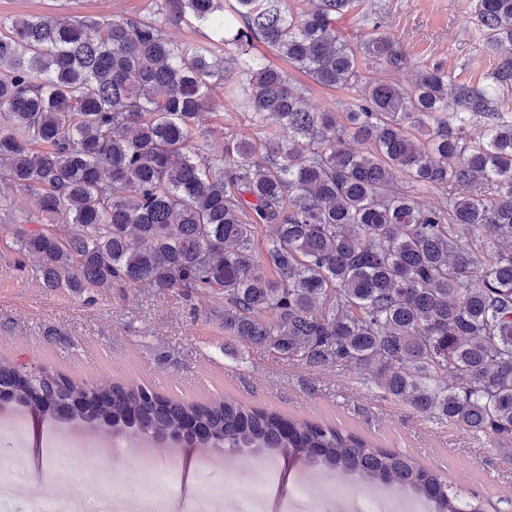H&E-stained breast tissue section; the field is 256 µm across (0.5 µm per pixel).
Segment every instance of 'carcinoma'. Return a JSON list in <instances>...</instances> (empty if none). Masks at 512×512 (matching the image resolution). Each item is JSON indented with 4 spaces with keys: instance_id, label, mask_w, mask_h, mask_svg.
<instances>
[{
    "instance_id": "carcinoma-1",
    "label": "carcinoma",
    "mask_w": 512,
    "mask_h": 512,
    "mask_svg": "<svg viewBox=\"0 0 512 512\" xmlns=\"http://www.w3.org/2000/svg\"><path fill=\"white\" fill-rule=\"evenodd\" d=\"M358 3L160 0L150 19H0V200L36 201L19 205L17 264L34 260L52 290L222 300L224 331L248 346L354 373L512 455V53L477 84L438 65L410 88L366 79V61L400 70L411 57L375 16L360 18V45L338 35ZM476 10L483 39L512 46V0ZM171 18L203 40L170 39ZM256 42L353 93L344 120L310 108ZM219 96L258 132L198 129ZM0 403L125 436L174 438L192 421L200 452L279 454L433 512H501L359 432L233 398L185 402L0 359Z\"/></svg>"
}]
</instances>
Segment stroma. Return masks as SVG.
Returning a JSON list of instances; mask_svg holds the SVG:
<instances>
[{"label":"stroma","mask_w":512,"mask_h":512,"mask_svg":"<svg viewBox=\"0 0 512 512\" xmlns=\"http://www.w3.org/2000/svg\"><path fill=\"white\" fill-rule=\"evenodd\" d=\"M476 0H360L356 13L336 22L340 34L359 44L358 14L378 16L385 31L407 48L413 65L401 71L367 69L371 78L401 86L415 69L441 63L457 81L476 83L501 52L477 39ZM152 0H0V18L74 15L98 20L142 18ZM15 220L0 206V357L32 368L58 370L98 382L142 381L157 392L187 400L232 396L308 418H330L384 439L387 447L414 453L449 473L452 481L481 493L512 496V460L484 438L419 414L406 403L366 388L355 374H337L275 359L224 337V307L214 301L186 303L177 294H144L136 288L76 294L43 287L30 269L14 265ZM184 452L171 459L166 477L188 492L247 487L245 473L216 476Z\"/></svg>","instance_id":"35a3bbf8"}]
</instances>
